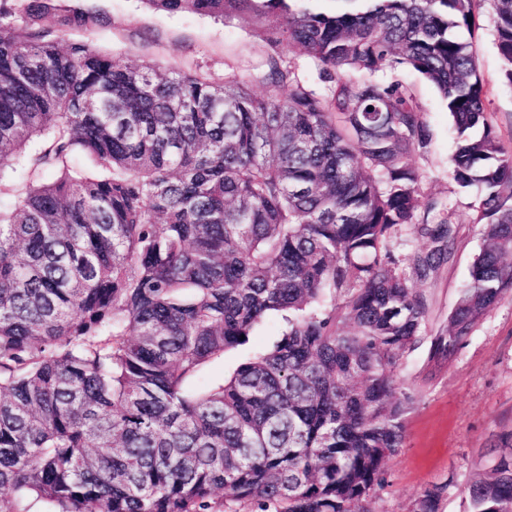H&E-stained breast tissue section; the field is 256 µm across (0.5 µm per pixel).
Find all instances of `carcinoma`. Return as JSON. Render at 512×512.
Masks as SVG:
<instances>
[{"label": "carcinoma", "instance_id": "carcinoma-1", "mask_svg": "<svg viewBox=\"0 0 512 512\" xmlns=\"http://www.w3.org/2000/svg\"><path fill=\"white\" fill-rule=\"evenodd\" d=\"M244 18L274 49L262 96L60 32L82 0H0V512H372L404 442L394 374L457 224L411 158L432 134L412 71L453 120L481 245L435 337L449 362L512 290V143L473 42L481 0H144ZM512 85V0H492ZM310 57L303 83L277 49ZM423 241L397 254L403 229ZM283 328L224 380L206 366ZM512 512V458L466 487ZM427 488L412 512H440Z\"/></svg>", "mask_w": 512, "mask_h": 512}]
</instances>
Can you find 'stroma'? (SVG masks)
Listing matches in <instances>:
<instances>
[{"instance_id":"obj_1","label":"stroma","mask_w":512,"mask_h":512,"mask_svg":"<svg viewBox=\"0 0 512 512\" xmlns=\"http://www.w3.org/2000/svg\"><path fill=\"white\" fill-rule=\"evenodd\" d=\"M85 6L96 23L65 31V40L88 42L124 63L173 67L216 82L236 75L255 93L267 90L271 49L246 21L168 14L142 0H86ZM473 41L493 123L504 140L512 141V86L500 77L490 6L477 15ZM402 79L414 91L433 134L429 153L413 159L422 174V192L448 204L458 235L451 260L424 287L429 311L422 339L395 370L401 390L412 402L405 415L403 446L385 463V485L376 495L374 510L412 512L414 500L437 486L442 490L440 512H467V485L490 469L502 435L512 432V292L489 312L451 363L431 360V340L447 330L448 315L479 252L480 235L470 222L471 197L458 190L449 171L455 134L448 110L416 73H404ZM280 327L279 319H267L248 347L228 350L223 359L210 363L205 381L222 380L247 349L266 347Z\"/></svg>"}]
</instances>
